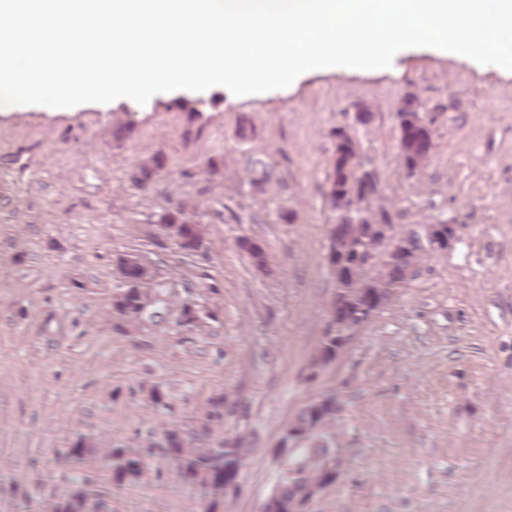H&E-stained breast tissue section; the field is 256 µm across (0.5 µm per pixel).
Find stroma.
<instances>
[{
  "label": "stroma",
  "instance_id": "obj_1",
  "mask_svg": "<svg viewBox=\"0 0 512 512\" xmlns=\"http://www.w3.org/2000/svg\"><path fill=\"white\" fill-rule=\"evenodd\" d=\"M417 96L439 113L427 166L398 157L395 116ZM370 107L375 120L352 116ZM252 121L248 140L239 117ZM350 127L401 228L455 218L460 244L393 290L345 354L309 380L336 286L326 264L330 132ZM162 155L147 187L130 176ZM273 175L256 189L253 159ZM194 207L204 246L187 256L160 228ZM259 241L268 271L237 240ZM140 254L175 294L214 312L112 329L119 257ZM166 391L174 413L149 395ZM336 391L344 475L311 512H512V74L416 47L390 67L310 72L289 88L155 95L146 105H27L0 114V512H25L95 476L112 512H202L147 471L116 488L97 461L55 463L78 433L129 442L198 416L224 395L225 437L250 452L226 512H259L273 449L298 408Z\"/></svg>",
  "mask_w": 512,
  "mask_h": 512
}]
</instances>
